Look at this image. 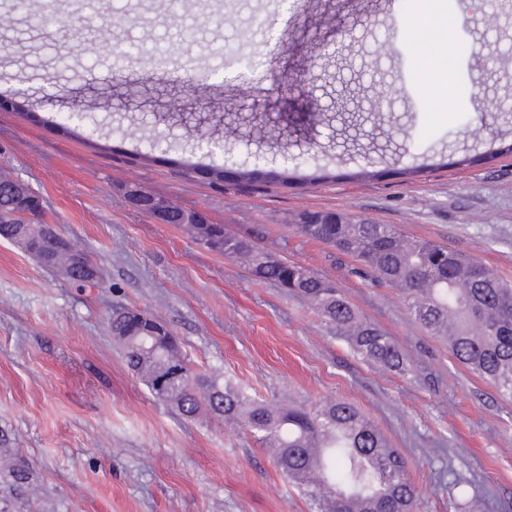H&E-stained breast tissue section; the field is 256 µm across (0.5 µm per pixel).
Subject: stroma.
<instances>
[{"instance_id":"1","label":"stroma","mask_w":512,"mask_h":512,"mask_svg":"<svg viewBox=\"0 0 512 512\" xmlns=\"http://www.w3.org/2000/svg\"><path fill=\"white\" fill-rule=\"evenodd\" d=\"M0 27V175L42 199L43 221L99 270L78 288L0 241V433L36 495L0 484L8 512H312L251 437L183 417L128 368L108 322L145 311L198 370L284 405L345 401L408 462L418 512H512V400L412 317L402 292L297 230L308 211L395 224L512 282V0H461L437 56L477 103L434 111L401 0H137ZM268 27L252 29L254 15ZM251 29L248 41L239 32ZM235 49L256 63L217 78ZM278 139L249 133L254 108ZM79 114L75 133L58 115ZM470 127L463 135L462 127ZM213 129L253 177L203 173ZM138 184L335 284L405 356L365 361L309 303L256 279L176 224L135 209Z\"/></svg>"}]
</instances>
